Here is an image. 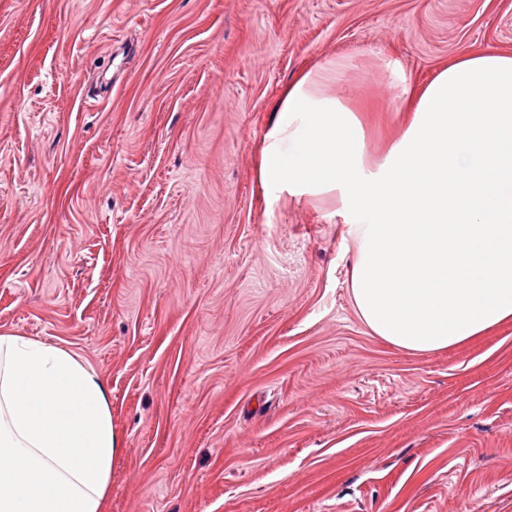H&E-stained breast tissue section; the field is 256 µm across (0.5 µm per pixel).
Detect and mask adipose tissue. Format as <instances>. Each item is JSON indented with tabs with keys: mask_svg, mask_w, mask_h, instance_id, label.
Masks as SVG:
<instances>
[{
	"mask_svg": "<svg viewBox=\"0 0 512 512\" xmlns=\"http://www.w3.org/2000/svg\"><path fill=\"white\" fill-rule=\"evenodd\" d=\"M338 62L284 89L260 162L266 192L338 196L356 310L409 352L512 319V55L462 56L417 97L375 165ZM120 451L106 392L63 348L0 334V512H99Z\"/></svg>",
	"mask_w": 512,
	"mask_h": 512,
	"instance_id": "1",
	"label": "adipose tissue"
}]
</instances>
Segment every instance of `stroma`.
Here are the masks:
<instances>
[{
	"mask_svg": "<svg viewBox=\"0 0 512 512\" xmlns=\"http://www.w3.org/2000/svg\"><path fill=\"white\" fill-rule=\"evenodd\" d=\"M480 52L512 0H0V333L103 384L101 512H512V322L387 343L332 203L258 178L300 74L340 63L374 162Z\"/></svg>",
	"mask_w": 512,
	"mask_h": 512,
	"instance_id": "1",
	"label": "stroma"
}]
</instances>
